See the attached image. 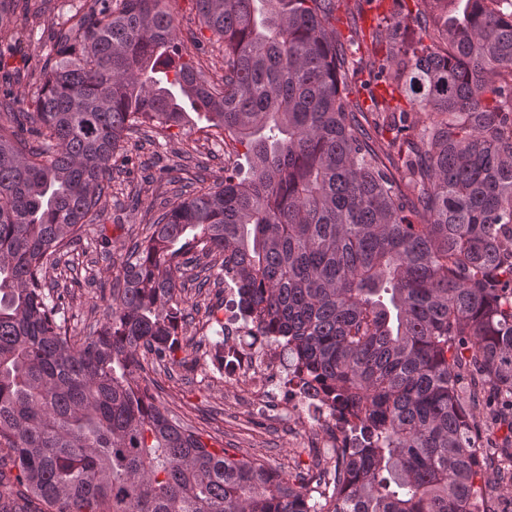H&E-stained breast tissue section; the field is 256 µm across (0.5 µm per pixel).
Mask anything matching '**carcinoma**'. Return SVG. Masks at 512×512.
<instances>
[{
	"label": "carcinoma",
	"instance_id": "1",
	"mask_svg": "<svg viewBox=\"0 0 512 512\" xmlns=\"http://www.w3.org/2000/svg\"><path fill=\"white\" fill-rule=\"evenodd\" d=\"M55 33L30 108L0 107V512H491L473 434L484 397L512 396V0H413L368 32L372 143L345 93L341 0H196L224 43L221 84L183 59L163 0H103ZM0 0V32L18 8ZM399 91L429 117L378 100ZM230 133L251 176L188 182L129 246L103 321L80 335L45 269L69 253L144 125L186 128L184 101ZM207 263H201L202 259ZM219 267L240 316L273 331L289 373L326 387L358 441L341 488L210 448L141 384L167 368L182 297Z\"/></svg>",
	"mask_w": 512,
	"mask_h": 512
}]
</instances>
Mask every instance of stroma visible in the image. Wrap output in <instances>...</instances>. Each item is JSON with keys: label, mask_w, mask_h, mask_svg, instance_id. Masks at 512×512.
<instances>
[{"label": "stroma", "mask_w": 512, "mask_h": 512, "mask_svg": "<svg viewBox=\"0 0 512 512\" xmlns=\"http://www.w3.org/2000/svg\"><path fill=\"white\" fill-rule=\"evenodd\" d=\"M396 7V0H376L372 5L366 0H344L332 23L338 41L349 44L353 28L370 30ZM99 8V0H52L40 24L17 17L9 49L0 57V81H10L16 99L26 105L34 97L39 86V69L53 53V32L63 18L77 11L90 13ZM168 8L184 40L185 59L201 67L211 80H219L224 73L223 54L211 31L200 23L196 0H169ZM124 152L130 161L115 163L112 188L99 204L107 218L102 229L118 246L143 239L153 214L186 179L200 177L211 185L220 181L226 171L244 177L250 172L245 157H237L233 165H225L221 148L202 147L196 135L186 134L177 127L131 133ZM98 229L89 226L81 240L71 247L89 276H94L95 285H88L86 278L72 280L70 272L61 265L47 271L50 283L71 291L68 316L71 325L80 328L102 320L106 303L101 292L111 286L107 271L112 261L105 258L95 243ZM183 296L198 305L201 313H214L216 320L224 315L223 284L200 290L189 281ZM216 320L205 327L193 324L184 330L174 365L168 372L154 375L158 386L152 394L157 403L192 425L210 447L227 449L239 457H255L284 471L308 474L312 463L300 451L302 423L285 420L272 411L256 414L236 399L232 387L205 379V372L215 367L209 350L216 339Z\"/></svg>", "instance_id": "obj_1"}]
</instances>
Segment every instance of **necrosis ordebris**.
<instances>
[{
	"instance_id": "obj_1",
	"label": "necrosis or debris",
	"mask_w": 512,
	"mask_h": 512,
	"mask_svg": "<svg viewBox=\"0 0 512 512\" xmlns=\"http://www.w3.org/2000/svg\"><path fill=\"white\" fill-rule=\"evenodd\" d=\"M233 289H225L224 298V377L234 382L240 401L262 411L279 408L281 416H292L307 424L305 443L320 458V480L311 482L309 490L327 496L334 483L336 456L352 446L348 426L332 416L323 395L314 389L289 386L288 400L279 403L277 385L287 373L286 363L274 336L263 335L248 325L236 312Z\"/></svg>"
}]
</instances>
